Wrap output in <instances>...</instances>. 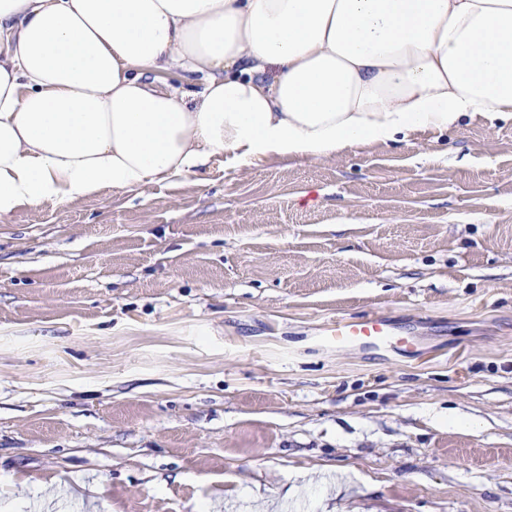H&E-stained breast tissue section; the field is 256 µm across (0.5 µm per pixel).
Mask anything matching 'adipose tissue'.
Returning <instances> with one entry per match:
<instances>
[{
  "label": "adipose tissue",
  "mask_w": 512,
  "mask_h": 512,
  "mask_svg": "<svg viewBox=\"0 0 512 512\" xmlns=\"http://www.w3.org/2000/svg\"><path fill=\"white\" fill-rule=\"evenodd\" d=\"M475 117L512 119V0H0V218Z\"/></svg>",
  "instance_id": "adipose-tissue-1"
}]
</instances>
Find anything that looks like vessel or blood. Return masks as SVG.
Wrapping results in <instances>:
<instances>
[{
  "instance_id": "vessel-or-blood-1",
  "label": "vessel or blood",
  "mask_w": 512,
  "mask_h": 512,
  "mask_svg": "<svg viewBox=\"0 0 512 512\" xmlns=\"http://www.w3.org/2000/svg\"><path fill=\"white\" fill-rule=\"evenodd\" d=\"M323 334L325 342L339 347L359 346L397 352L413 344L411 337L399 334L383 318L373 314L336 318L325 325Z\"/></svg>"
}]
</instances>
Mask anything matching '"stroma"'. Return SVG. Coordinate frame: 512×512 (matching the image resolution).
<instances>
[{
  "label": "stroma",
  "instance_id": "35a3bbf8",
  "mask_svg": "<svg viewBox=\"0 0 512 512\" xmlns=\"http://www.w3.org/2000/svg\"><path fill=\"white\" fill-rule=\"evenodd\" d=\"M0 507L512 512V121L0 219ZM323 336L325 342L336 347L359 346L397 352L413 345L410 336L399 334L383 318L373 314L359 318L336 317L325 325Z\"/></svg>",
  "mask_w": 512,
  "mask_h": 512
}]
</instances>
